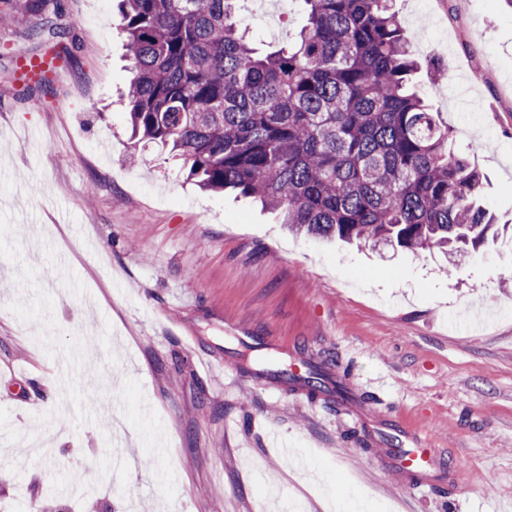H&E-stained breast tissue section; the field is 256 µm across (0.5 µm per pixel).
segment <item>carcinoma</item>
<instances>
[{"instance_id": "cac0c4a2", "label": "carcinoma", "mask_w": 512, "mask_h": 512, "mask_svg": "<svg viewBox=\"0 0 512 512\" xmlns=\"http://www.w3.org/2000/svg\"><path fill=\"white\" fill-rule=\"evenodd\" d=\"M240 0H121L133 135L187 178L237 191L308 236L442 249L448 264L508 231L485 176L414 89L420 67L392 0H299L307 21L266 53ZM310 364L309 396L325 391Z\"/></svg>"}]
</instances>
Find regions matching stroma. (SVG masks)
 Segmentation results:
<instances>
[{"label":"stroma","mask_w":512,"mask_h":512,"mask_svg":"<svg viewBox=\"0 0 512 512\" xmlns=\"http://www.w3.org/2000/svg\"><path fill=\"white\" fill-rule=\"evenodd\" d=\"M115 0H0V512H260L265 477L300 512L332 497L288 470L278 431L329 487L374 512H512V239L461 258L289 234L250 198L204 193L127 133L131 79ZM256 47L287 42L299 0H242ZM418 79L512 225V0H396ZM66 30L60 78L17 53ZM246 322L377 380L390 412L445 456L424 489L390 480L344 409L271 397L228 331ZM195 336L187 347L184 335ZM205 352L223 364L210 376ZM73 368L54 376L58 356ZM53 499H46V491ZM17 60L22 70L34 82H39L44 73L46 75L59 73L56 71L57 66L54 63L51 64V60L46 56L18 55Z\"/></svg>","instance_id":"1"}]
</instances>
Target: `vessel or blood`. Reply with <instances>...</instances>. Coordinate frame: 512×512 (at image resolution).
<instances>
[{"label":"vessel or blood","mask_w":512,"mask_h":512,"mask_svg":"<svg viewBox=\"0 0 512 512\" xmlns=\"http://www.w3.org/2000/svg\"><path fill=\"white\" fill-rule=\"evenodd\" d=\"M22 70L32 81H40L42 75L55 73L56 67L45 56H19ZM241 345L259 350H280V343L269 336L253 335L250 328L233 330ZM364 385L356 384L348 390L346 409L350 415L363 419L365 436L382 448L379 467L400 484L413 487L432 485L438 476L439 458L432 449L426 448L422 439L412 434L391 415L370 417L366 414L362 396Z\"/></svg>","instance_id":"b4317fda"}]
</instances>
